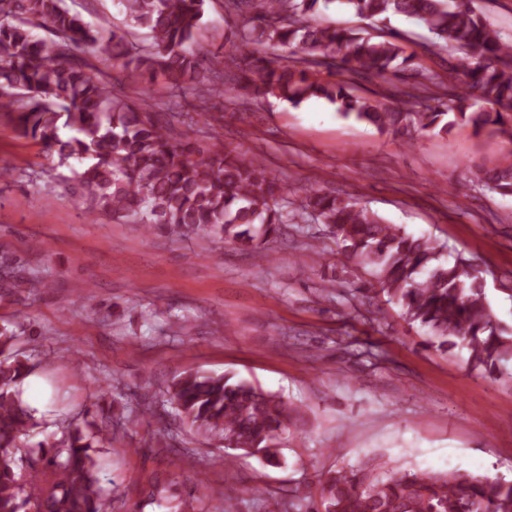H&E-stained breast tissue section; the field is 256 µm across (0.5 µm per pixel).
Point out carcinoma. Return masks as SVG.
Masks as SVG:
<instances>
[{"instance_id":"cac0c4a2","label":"carcinoma","mask_w":512,"mask_h":512,"mask_svg":"<svg viewBox=\"0 0 512 512\" xmlns=\"http://www.w3.org/2000/svg\"><path fill=\"white\" fill-rule=\"evenodd\" d=\"M332 1L361 19L404 17L433 39L427 55L448 52L453 82L405 54L407 35L379 38L358 31L314 26L307 17ZM206 0H117L122 26L97 25L64 0H0V112L14 115L18 133L57 150L59 164L76 162V191L86 215L130 219L158 227L203 230L267 261L263 242L281 232L294 213L325 225L344 255L373 278L377 294L401 307L410 323L426 329L443 352L468 353L469 364L493 376L512 360V330L494 319L484 294L483 270L459 254L441 261L442 246L386 224L374 212L339 194L309 188L288 199V186L263 166L230 152L200 145L193 136L173 142L165 116L147 99L117 88L164 77L176 92L198 91L200 104L185 113L188 128L205 118L221 124L224 101L252 87L298 106L324 99L344 118L381 134H447L458 125L488 130L512 143V41H505L474 0H226L242 19L234 36L242 64L196 41ZM48 29L44 41L33 34ZM287 54L270 60L259 47ZM112 59L116 76L95 61ZM336 81L318 78L321 70ZM370 74L385 87L366 96L352 78ZM412 101L418 112L402 106ZM66 114V140L56 118ZM477 186L512 197V161L495 168L473 166ZM17 330L0 329V512H107L114 498L97 477L98 449L112 444L105 419L65 420L60 434L36 443L35 410L17 384L30 371L14 350ZM180 421L201 436L224 441L268 466L282 464L288 431L302 422L300 409L231 373L183 372L164 393ZM322 512H512V481L458 469L390 475L365 464L330 471L319 482ZM308 485L288 490L284 512L311 498Z\"/></svg>"}]
</instances>
